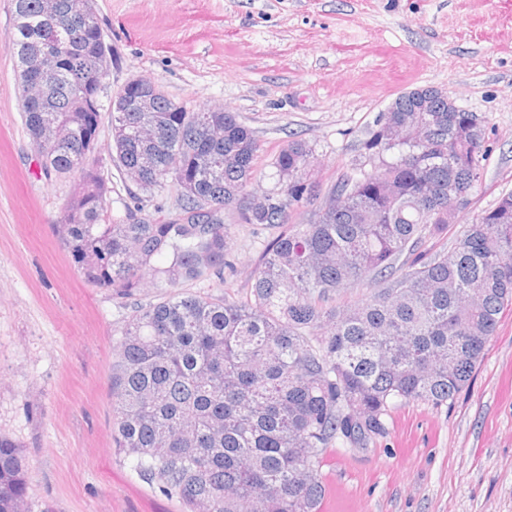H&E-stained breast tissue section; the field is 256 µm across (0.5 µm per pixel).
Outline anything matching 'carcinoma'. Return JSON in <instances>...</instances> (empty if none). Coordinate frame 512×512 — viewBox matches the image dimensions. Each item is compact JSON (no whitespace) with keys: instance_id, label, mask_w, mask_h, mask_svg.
I'll return each mask as SVG.
<instances>
[{"instance_id":"cac0c4a2","label":"carcinoma","mask_w":512,"mask_h":512,"mask_svg":"<svg viewBox=\"0 0 512 512\" xmlns=\"http://www.w3.org/2000/svg\"><path fill=\"white\" fill-rule=\"evenodd\" d=\"M5 47L20 82L49 55V94L23 104L46 176L80 177L59 225L85 279L119 304L165 288L131 311L115 339L112 441L131 469L179 499L183 512H322L330 448H366L395 409L436 410L469 387L512 305V192L472 224L448 227L480 179L485 131L448 93L420 87L379 113L363 149L373 170L343 171L306 222L290 212L315 196L312 148L292 139L274 157L279 188L248 193L259 145L235 114L190 112L151 87L146 108L112 113L113 165L141 189L171 182L163 220L102 223L109 187L95 155L101 98L83 91L93 68L78 0H12ZM278 234L241 299L180 293L221 277L230 227ZM368 279V296L332 306ZM27 462L0 436V512H28Z\"/></svg>"}]
</instances>
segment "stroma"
<instances>
[{
  "label": "stroma",
  "mask_w": 512,
  "mask_h": 512,
  "mask_svg": "<svg viewBox=\"0 0 512 512\" xmlns=\"http://www.w3.org/2000/svg\"><path fill=\"white\" fill-rule=\"evenodd\" d=\"M95 10L112 47L103 100L144 79L187 110L234 113L259 144L251 192L276 187L272 161L291 139L313 148L310 172L327 191L366 163L376 115L426 86L485 128L482 177L457 224L512 191V0H95ZM10 30L11 2L0 0V436L26 457L29 512H182L112 446L113 340L129 311L84 280L62 243L58 224L80 181L41 171L3 45ZM111 149L105 110L96 154L110 188L106 223L168 216L176 187L141 190ZM224 221L232 272L185 291L250 293L277 230ZM322 474L330 512H512V305L449 407L397 408L387 436L328 451Z\"/></svg>",
  "instance_id": "35a3bbf8"
}]
</instances>
